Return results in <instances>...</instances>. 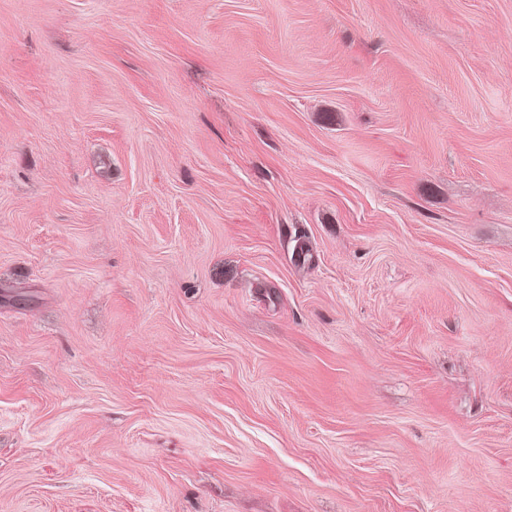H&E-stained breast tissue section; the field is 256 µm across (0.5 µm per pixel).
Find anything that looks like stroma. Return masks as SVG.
<instances>
[{
    "label": "stroma",
    "instance_id": "35a3bbf8",
    "mask_svg": "<svg viewBox=\"0 0 512 512\" xmlns=\"http://www.w3.org/2000/svg\"><path fill=\"white\" fill-rule=\"evenodd\" d=\"M0 512H512V0H0Z\"/></svg>",
    "mask_w": 512,
    "mask_h": 512
}]
</instances>
